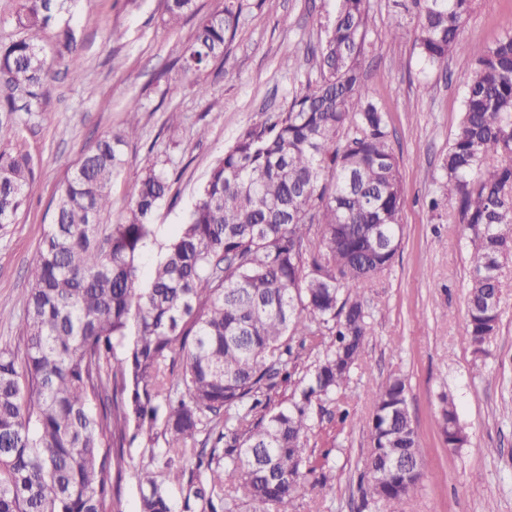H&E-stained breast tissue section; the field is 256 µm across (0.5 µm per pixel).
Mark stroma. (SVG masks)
<instances>
[{
  "mask_svg": "<svg viewBox=\"0 0 512 512\" xmlns=\"http://www.w3.org/2000/svg\"><path fill=\"white\" fill-rule=\"evenodd\" d=\"M242 13L223 61L186 74L181 58L196 19L165 26V0H72L59 23L76 31L81 76L72 79L48 58L50 80L33 111L12 113L18 143L36 164L27 206L0 228V346L17 347L29 286L28 269L52 222L67 177L96 141L125 126L138 100L139 135L123 148L111 187L107 224L123 223L141 171L163 166L172 184L152 221L154 245L141 260L148 279L173 230L182 224L213 162L248 126L286 111L295 92L316 80L308 54L333 0H241ZM369 51L362 61L369 91L387 113L390 142L404 187L401 247L391 268L362 293L368 336L362 362L336 405L315 409L309 446L329 492L305 484L292 512H386L365 477L372 393L394 377L407 384L422 479L402 512H512V262L503 269L500 329L475 352L466 332L469 243L458 210L429 208L442 160L463 105L466 66L475 45L496 40L512 21V0H478L447 63L423 69L415 45L416 16L399 38L387 34V0H368ZM121 30L113 40L112 30ZM178 94H168L171 85ZM207 87L199 95V87ZM178 113L169 132L165 120ZM455 398L467 447L448 448L441 434L443 396Z\"/></svg>",
  "mask_w": 512,
  "mask_h": 512,
  "instance_id": "obj_1",
  "label": "stroma"
}]
</instances>
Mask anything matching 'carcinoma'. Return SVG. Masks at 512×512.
<instances>
[{
    "label": "carcinoma",
    "mask_w": 512,
    "mask_h": 512,
    "mask_svg": "<svg viewBox=\"0 0 512 512\" xmlns=\"http://www.w3.org/2000/svg\"><path fill=\"white\" fill-rule=\"evenodd\" d=\"M67 0H20L17 34L0 39V112L39 104L49 70L43 34ZM476 0H393L416 11L422 63L448 61ZM240 0L200 18L185 72L224 57ZM197 14L167 0L165 23ZM366 0H335L311 48L320 77L285 112L244 129L211 167L185 224L146 284L139 260L156 238L151 217L169 193L154 165L135 184L121 224H103L124 129L97 141L68 177L22 295V346L0 348V512H110L125 448L140 440L160 471H137L138 512H289L316 471L307 454L315 400L343 397L365 352L361 291L388 269L403 237V184L386 113L365 84ZM54 55L80 77L74 29L58 27ZM460 122L443 158L434 210L459 207L472 245L467 329L474 350L497 334L502 260L512 255V23L473 48ZM0 119V227L14 223L36 179ZM322 348L300 368L301 351ZM442 434L469 445L453 397ZM367 475L390 512L421 479L404 380L374 392ZM405 458L407 471L392 462ZM176 484L180 506L170 494Z\"/></svg>",
    "instance_id": "obj_1"
}]
</instances>
